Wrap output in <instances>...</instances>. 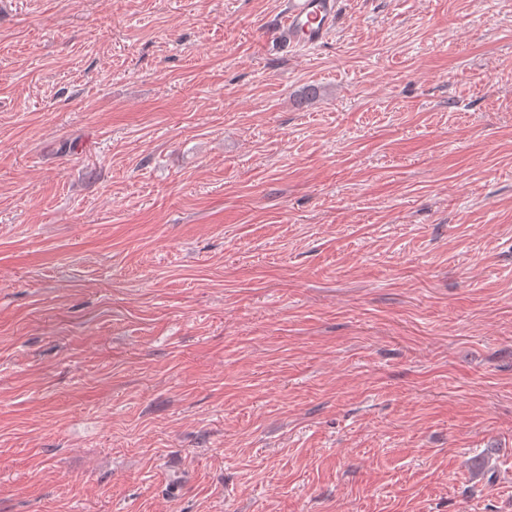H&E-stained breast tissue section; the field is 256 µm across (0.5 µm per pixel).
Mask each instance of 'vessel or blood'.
I'll use <instances>...</instances> for the list:
<instances>
[{"mask_svg":"<svg viewBox=\"0 0 512 512\" xmlns=\"http://www.w3.org/2000/svg\"><path fill=\"white\" fill-rule=\"evenodd\" d=\"M341 0H288V9L273 25L272 33L283 46H316L336 28Z\"/></svg>","mask_w":512,"mask_h":512,"instance_id":"vessel-or-blood-1","label":"vessel or blood"}]
</instances>
